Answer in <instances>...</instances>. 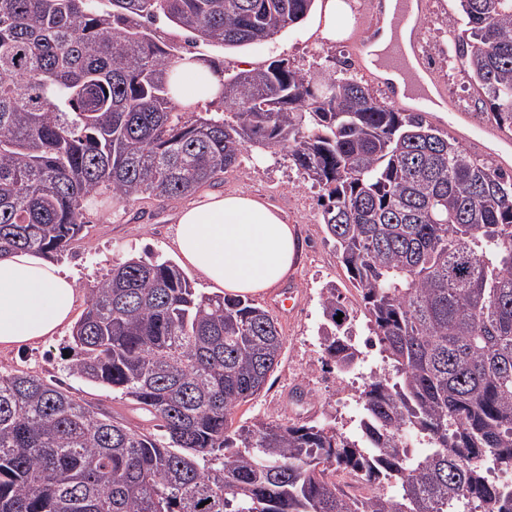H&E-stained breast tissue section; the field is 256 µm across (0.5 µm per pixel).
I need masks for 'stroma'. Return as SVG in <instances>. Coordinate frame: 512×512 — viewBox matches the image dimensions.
<instances>
[{
  "label": "stroma",
  "mask_w": 512,
  "mask_h": 512,
  "mask_svg": "<svg viewBox=\"0 0 512 512\" xmlns=\"http://www.w3.org/2000/svg\"><path fill=\"white\" fill-rule=\"evenodd\" d=\"M351 14L347 25L351 32L345 39L328 42L318 40L312 31L314 15L291 26L271 39L238 48H222L191 43L188 32L176 29L166 19H158L155 27L165 40L176 44L180 53L221 62L226 74L233 75L266 66L271 60L286 59L292 67L314 74L340 78L352 75L367 82L376 93H383L385 81L365 61L368 42L362 33L373 23L367 0H349ZM458 0H430L428 13L419 31L423 43L439 46L448 41V29L458 16ZM432 86L444 105L466 114L470 126L486 127L490 116L481 94L473 86L464 65L454 71L426 64ZM218 193H239L259 198L278 211L282 219L296 231L298 256L287 285L297 292L287 306H280L281 288L256 294L263 305L278 304L277 315L286 339L278 367L261 394L237 412L238 420L255 416L271 419L309 416L326 420L353 432L357 411L345 410L340 395L354 397L365 377L390 372L381 356L370 357L363 375H343L327 371L323 365V349L316 337L322 320L319 297L322 288L336 285L350 305H357L359 296L336 258L332 245L324 239L321 208L317 190L282 154L263 152L244 160L241 167L225 174ZM184 200L158 205L150 199L126 204L113 203L101 196L87 204V232L75 241L60 265L74 278L79 291H87L113 265L137 255L159 254L176 259L175 234L177 215ZM71 344L70 328L43 342L21 349L0 351V369L24 370L46 379L61 381L85 399L119 408L111 390L98 388L70 377L66 371L65 350ZM307 393L303 404H296L291 393L296 387Z\"/></svg>",
  "instance_id": "1"
}]
</instances>
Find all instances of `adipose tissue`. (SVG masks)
<instances>
[{"instance_id":"ef3b65f1","label":"adipose tissue","mask_w":512,"mask_h":512,"mask_svg":"<svg viewBox=\"0 0 512 512\" xmlns=\"http://www.w3.org/2000/svg\"><path fill=\"white\" fill-rule=\"evenodd\" d=\"M405 0H387L386 19L365 55L369 67L395 82L402 92L420 88L414 61L390 64L396 45L411 32L390 19ZM174 99L184 111L217 100V74L189 54L169 71ZM176 247L185 262L231 294H256L277 287L292 271L297 241L292 227L260 200L242 194L202 193L182 208ZM78 301L74 280L39 254L18 251L0 258V348L12 349L56 335L72 321Z\"/></svg>"}]
</instances>
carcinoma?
I'll return each instance as SVG.
<instances>
[{
	"mask_svg": "<svg viewBox=\"0 0 512 512\" xmlns=\"http://www.w3.org/2000/svg\"><path fill=\"white\" fill-rule=\"evenodd\" d=\"M315 0H0V257H58L87 202L181 199L253 150L318 187L325 240L392 370L363 385L358 434L313 419L238 421L285 336L248 296L205 295L169 258L90 288L67 370L137 420L57 380L0 370V512H512V172L354 78L287 60L227 76L184 119L150 27L242 47ZM457 54L512 133V0H459ZM317 336L340 373L363 352L322 289ZM343 313L341 321L335 316Z\"/></svg>",
	"mask_w": 512,
	"mask_h": 512,
	"instance_id": "obj_1",
	"label": "carcinoma"
}]
</instances>
